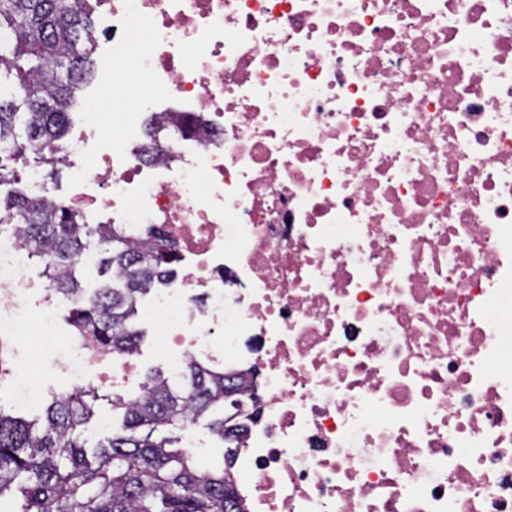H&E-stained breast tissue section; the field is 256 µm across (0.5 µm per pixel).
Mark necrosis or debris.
Instances as JSON below:
<instances>
[{
	"label": "necrosis or debris",
	"mask_w": 512,
	"mask_h": 512,
	"mask_svg": "<svg viewBox=\"0 0 512 512\" xmlns=\"http://www.w3.org/2000/svg\"><path fill=\"white\" fill-rule=\"evenodd\" d=\"M86 2L146 84L112 139L88 104L69 204L174 243L172 374L253 373L247 512H512V0ZM28 266L0 236V332L81 376Z\"/></svg>",
	"instance_id": "obj_1"
}]
</instances>
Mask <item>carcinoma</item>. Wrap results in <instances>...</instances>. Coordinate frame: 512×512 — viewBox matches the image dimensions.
<instances>
[{"instance_id": "carcinoma-1", "label": "carcinoma", "mask_w": 512, "mask_h": 512, "mask_svg": "<svg viewBox=\"0 0 512 512\" xmlns=\"http://www.w3.org/2000/svg\"><path fill=\"white\" fill-rule=\"evenodd\" d=\"M92 29L85 0H0V158L26 163L32 155L49 174L59 173L75 93L95 74ZM5 232L20 235L41 259L86 344L119 357L138 352V305L168 281L176 262L166 240L149 230L145 247L109 224L89 231L68 206L17 190L0 194ZM91 247L104 254L99 270L112 283L88 297L77 263ZM253 387L244 373L195 361L177 379L156 371L140 395L112 401L121 427L95 447L81 434L100 399L91 386L54 396L40 419L0 412V500L19 501L18 512H245L226 472L231 460L198 469L170 429L208 416L213 434L235 439L242 428H224V406L238 408L237 395Z\"/></svg>"}]
</instances>
